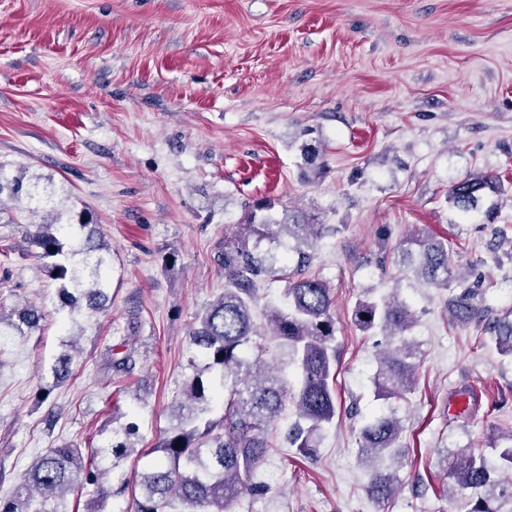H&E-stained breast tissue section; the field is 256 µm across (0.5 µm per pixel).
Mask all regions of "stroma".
Returning a JSON list of instances; mask_svg holds the SVG:
<instances>
[{
  "label": "stroma",
  "instance_id": "35a3bbf8",
  "mask_svg": "<svg viewBox=\"0 0 512 512\" xmlns=\"http://www.w3.org/2000/svg\"><path fill=\"white\" fill-rule=\"evenodd\" d=\"M306 142L324 163L314 178ZM0 167L53 193L61 223L99 225L112 294L90 319L58 310L28 240L29 199L0 201V319L26 303L45 314L0 338V497L46 449L99 448L131 421L135 451L110 482L134 485L191 374L188 331L224 290V238L268 199L335 227L311 271L333 290L343 412L308 459L282 439L286 407L270 494L231 512H465L473 492L448 475L463 448L483 449L485 496L512 512L495 441L512 429V361L397 256L413 235L447 240L453 266L489 283L490 317L512 320V248L497 233L512 226V0H0ZM476 172L508 181L491 224L448 204ZM391 288L416 313L419 366L395 402L404 458L379 504L358 433L380 405L383 338L351 310ZM73 332L81 354L57 385ZM112 347L132 354L130 375L108 378Z\"/></svg>",
  "mask_w": 512,
  "mask_h": 512
}]
</instances>
